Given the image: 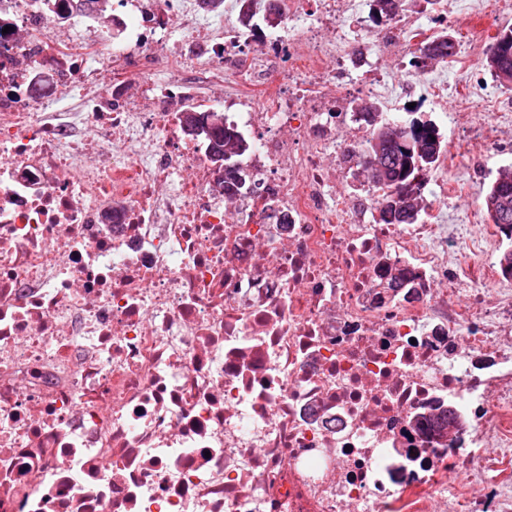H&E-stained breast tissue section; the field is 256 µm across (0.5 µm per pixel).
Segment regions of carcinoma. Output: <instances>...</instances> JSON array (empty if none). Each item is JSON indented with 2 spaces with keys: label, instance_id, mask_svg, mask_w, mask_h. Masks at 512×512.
<instances>
[{
  "label": "carcinoma",
  "instance_id": "obj_1",
  "mask_svg": "<svg viewBox=\"0 0 512 512\" xmlns=\"http://www.w3.org/2000/svg\"><path fill=\"white\" fill-rule=\"evenodd\" d=\"M406 0H370L372 13L377 22L391 21L405 10ZM454 50L449 48L448 33L443 31L435 39L419 48L415 55L414 66L424 71L434 63L447 58ZM390 125L392 129H404V135L389 141L384 146L380 159L382 170L367 168L370 157L369 147L372 138L380 125ZM210 135L215 152L224 155V179L227 185H233L235 172L231 169L234 159L244 153L243 141L233 132V128L224 123L211 127ZM445 140L438 127L428 121L412 119L401 125L389 122L384 118L381 123L370 126L369 137L361 143L358 162V173L366 183L383 191V194L394 192L400 196L406 208L404 218L391 221L379 216V223L416 224L421 212L425 210L423 190L432 167L436 164ZM494 204L495 213L489 214L492 223L502 225L506 229L505 237L512 240V175H508L505 183L494 180L492 187L484 198V205Z\"/></svg>",
  "mask_w": 512,
  "mask_h": 512
}]
</instances>
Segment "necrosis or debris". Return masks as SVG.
I'll return each mask as SVG.
<instances>
[{
  "label": "necrosis or debris",
  "mask_w": 512,
  "mask_h": 512,
  "mask_svg": "<svg viewBox=\"0 0 512 512\" xmlns=\"http://www.w3.org/2000/svg\"><path fill=\"white\" fill-rule=\"evenodd\" d=\"M269 8L287 35L233 20ZM361 14L0 0V512H512V299L463 225L332 189L349 51L395 101L384 59L430 36ZM229 105L231 192L183 125Z\"/></svg>",
  "instance_id": "1"
}]
</instances>
